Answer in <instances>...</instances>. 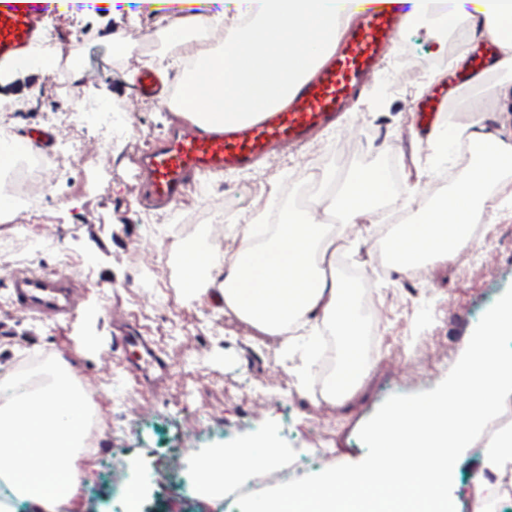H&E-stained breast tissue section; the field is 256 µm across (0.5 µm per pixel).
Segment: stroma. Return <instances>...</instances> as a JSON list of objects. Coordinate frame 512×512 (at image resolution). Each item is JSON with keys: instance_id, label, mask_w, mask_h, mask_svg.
<instances>
[{"instance_id": "stroma-1", "label": "stroma", "mask_w": 512, "mask_h": 512, "mask_svg": "<svg viewBox=\"0 0 512 512\" xmlns=\"http://www.w3.org/2000/svg\"><path fill=\"white\" fill-rule=\"evenodd\" d=\"M174 14L171 0H126L121 17H112L96 0H75L55 10L49 27L59 49L68 56L66 80L76 72L97 71L101 79L86 114L90 126L107 129L102 159L66 163L46 211V223L30 226L33 236H51L54 248L36 260L38 270L56 268L59 254L83 264L88 297L70 321L54 323L30 316L0 297V379L14 375L22 360L48 366L67 360L76 380L96 384L94 404L109 421L102 438L109 452L92 461L81 494L82 512H123L122 491L139 482L148 490L144 512H240L236 502L215 505L195 497L184 508L181 490L171 475L180 468H195L210 448H240L264 438L281 448L279 467L302 463L306 472L325 469L310 444L312 423L319 410H327L333 425L330 448L334 463L361 461L366 449L358 438L361 426L393 394L433 389L462 355L465 344L484 313L512 286V220L484 212V234L495 254L455 258L433 265L432 277L408 283L402 271L371 279L365 274L375 256L369 250L381 224H361L345 239L343 264L337 276L350 283L363 319L360 349L372 369L360 388L346 401L320 406L313 385L324 335L323 323L305 327L303 340L290 345L253 335L244 324L226 317L218 301L220 289L211 286L193 297L182 282L181 260L186 253L182 238L194 244H212V226L197 222L201 200L221 195L231 202L223 224L228 245H236L249 207V185L263 179L269 191L267 207L285 216L298 198L301 174L317 167L324 178L342 183L351 170L377 168L396 180L380 214H402L411 222L431 200L447 196L442 176H453L459 153L440 159L429 136L419 134L416 114L430 91L435 73L447 72L444 84L455 92L446 117L452 127L466 129L471 122L469 101L479 95L486 106L488 127L502 137L512 136V102L499 98L493 80L477 91L457 92L462 77L450 68V55H438L439 30L415 25L399 33L372 82L344 109L336 126L298 144L278 170L263 164L202 178L186 191L179 212L156 221L146 216L139 195L134 165L125 154L119 132L126 127V109L137 106V127L147 142L167 134L178 108L160 98H145L137 91V77L146 63L120 55L107 39L118 34L133 47L142 33H156L158 52L178 54L175 38L166 34ZM412 56L411 65L402 57ZM51 72L40 64L24 75L0 71V96L22 98V112H0V122L19 131L49 127L70 150L65 139L72 103L55 95ZM391 82L395 90L383 103H375L378 84ZM328 149L314 158V144ZM152 240L168 246L158 276L160 296H173L170 308L143 305L142 287L156 274L134 267L132 245ZM133 329L147 336L168 364L162 380L142 379L135 353L115 350L112 339Z\"/></svg>"}]
</instances>
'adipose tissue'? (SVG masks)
<instances>
[{
    "instance_id": "ef3b65f1",
    "label": "adipose tissue",
    "mask_w": 512,
    "mask_h": 512,
    "mask_svg": "<svg viewBox=\"0 0 512 512\" xmlns=\"http://www.w3.org/2000/svg\"><path fill=\"white\" fill-rule=\"evenodd\" d=\"M237 12L227 15L183 12L174 16L170 31L181 33L206 26L225 30L216 48L189 40L180 52L196 66L184 76L188 101L183 114L197 124L232 125L258 113L283 106L293 88L332 54L352 21L351 0H237ZM406 24L445 26L457 19L470 23L474 34L493 36L500 49L498 69L512 71V0H408ZM470 128L436 132L440 143L467 139L483 145L479 162L463 173L450 195L403 225L390 240L396 268L424 258L447 263L471 240L480 223L481 205L491 184L512 167V139L487 131L481 101L471 104ZM388 193L383 171L349 173L328 202L341 228L373 222ZM254 225H245L239 248L222 255L204 248L184 256L183 278L191 294L201 295L210 284L202 270L221 277L224 312L247 324L260 336H285L292 326L321 321L337 339L338 366L327 383L328 397L341 399L366 375L359 349L362 323L349 283L337 279L336 247L325 225L312 212L289 211L287 221L265 241L255 239ZM89 404L67 366H57L42 385L23 390L0 405V512H65L75 499L90 458L82 448L88 433ZM278 456L270 441L254 440L241 448H217L211 460L223 471L204 470L205 486L217 490L224 473L272 465ZM495 474L512 484V430L488 438L476 482Z\"/></svg>"
}]
</instances>
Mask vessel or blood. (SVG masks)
I'll return each instance as SVG.
<instances>
[{
	"mask_svg": "<svg viewBox=\"0 0 512 512\" xmlns=\"http://www.w3.org/2000/svg\"><path fill=\"white\" fill-rule=\"evenodd\" d=\"M51 12L49 0H0V60H23L39 42ZM359 15V25L295 87L286 106L223 128L188 123L144 150L134 161L144 199L161 208L175 206L198 178L248 167L273 150L300 144L314 131L334 125L338 111L356 97L395 40L403 10L397 0H361ZM447 110V95L433 93L418 119L431 129ZM53 140L51 129L39 127L27 132L23 146L46 153ZM11 286L20 311L52 321L72 319L87 297L86 285L57 272L23 269L12 274ZM116 342L138 354L142 370L158 365L142 337L126 334Z\"/></svg>",
	"mask_w": 512,
	"mask_h": 512,
	"instance_id": "1",
	"label": "vessel or blood"
}]
</instances>
